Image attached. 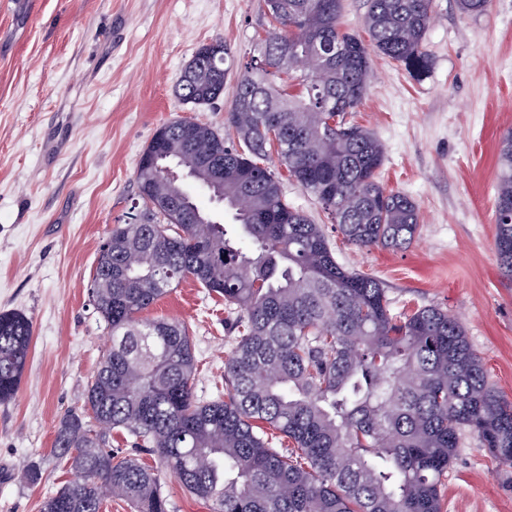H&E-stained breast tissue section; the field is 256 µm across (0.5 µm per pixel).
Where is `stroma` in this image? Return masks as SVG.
Returning <instances> with one entry per match:
<instances>
[{
    "label": "stroma",
    "mask_w": 512,
    "mask_h": 512,
    "mask_svg": "<svg viewBox=\"0 0 512 512\" xmlns=\"http://www.w3.org/2000/svg\"><path fill=\"white\" fill-rule=\"evenodd\" d=\"M430 10L429 70L415 77L371 51L374 78L355 112L384 146L381 185L418 206L409 247L348 244L277 158L268 165L289 204L323 226L338 263L381 281L395 313L457 317L489 383L512 398V278L495 250L498 147L512 129V0L478 14L431 0ZM267 23L264 0H0V311L22 312L33 328L18 392L0 403V512H40L73 478L52 455L55 432L81 410L111 344L89 284L100 245L139 201L142 152L171 121L223 131ZM215 42L231 50L224 94L187 103L182 72ZM145 315L185 323L194 396L212 401L237 338L233 309L187 277ZM441 495L442 512H512V464L463 432Z\"/></svg>",
    "instance_id": "obj_1"
}]
</instances>
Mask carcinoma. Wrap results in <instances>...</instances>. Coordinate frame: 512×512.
<instances>
[{"label":"carcinoma","mask_w":512,"mask_h":512,"mask_svg":"<svg viewBox=\"0 0 512 512\" xmlns=\"http://www.w3.org/2000/svg\"><path fill=\"white\" fill-rule=\"evenodd\" d=\"M264 3L268 26L224 134L191 120L157 128L136 170L144 207L100 247L90 294L112 345L82 412L56 430L52 453L74 479L42 512H100L108 496L135 512H169L167 475L210 512H441L440 478L462 431L512 464V399L489 384L462 324L436 307L392 313L383 283L341 266L322 226L288 204L266 166L274 147L358 248L400 249L420 233L415 202L380 184L382 143L347 120L371 67L365 41L341 29L342 0ZM430 21V0H368L364 29L378 52L421 75ZM211 51L199 48L183 70L188 103L224 95L229 49ZM156 154L231 213L230 224L204 225V246L196 216L209 213ZM496 201V253L511 278V129ZM187 276L237 309L224 398L206 404L194 398L186 326L138 317ZM32 336L23 313L0 312V403L19 389ZM112 430L132 447H107ZM283 437L292 447H273ZM144 450L154 464L137 458Z\"/></svg>","instance_id":"1"}]
</instances>
